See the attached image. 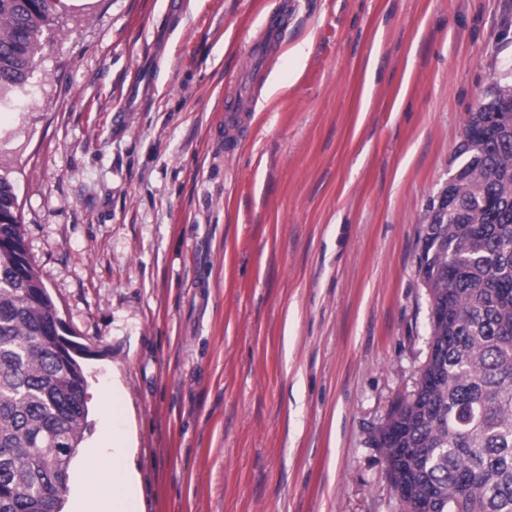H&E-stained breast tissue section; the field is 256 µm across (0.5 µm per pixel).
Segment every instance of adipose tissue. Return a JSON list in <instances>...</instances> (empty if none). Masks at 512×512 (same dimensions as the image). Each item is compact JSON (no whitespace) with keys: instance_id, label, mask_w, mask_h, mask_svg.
I'll use <instances>...</instances> for the list:
<instances>
[{"instance_id":"ef3b65f1","label":"adipose tissue","mask_w":512,"mask_h":512,"mask_svg":"<svg viewBox=\"0 0 512 512\" xmlns=\"http://www.w3.org/2000/svg\"><path fill=\"white\" fill-rule=\"evenodd\" d=\"M126 448V441L116 440L111 451L98 448L91 453L87 477L98 491L78 498L74 512H141Z\"/></svg>"}]
</instances>
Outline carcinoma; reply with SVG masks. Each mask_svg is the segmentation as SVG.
<instances>
[{
	"mask_svg": "<svg viewBox=\"0 0 512 512\" xmlns=\"http://www.w3.org/2000/svg\"><path fill=\"white\" fill-rule=\"evenodd\" d=\"M59 0H0V100L24 86ZM511 114L489 122L491 114ZM450 208L427 209L419 269L439 360L398 398L379 441L420 512H512V91L471 113ZM0 176V512H62L89 414L87 377L55 344L60 321Z\"/></svg>",
	"mask_w": 512,
	"mask_h": 512,
	"instance_id": "1",
	"label": "carcinoma"
}]
</instances>
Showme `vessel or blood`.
<instances>
[{"label":"vessel or blood","mask_w":512,"mask_h":512,"mask_svg":"<svg viewBox=\"0 0 512 512\" xmlns=\"http://www.w3.org/2000/svg\"><path fill=\"white\" fill-rule=\"evenodd\" d=\"M288 27V4L281 0L279 6L264 17L260 32L248 47L251 67L245 75L247 88L229 94L224 102V122L227 130L245 131L248 127L253 102L248 89L257 88L264 80L268 58L283 44V34Z\"/></svg>","instance_id":"obj_1"}]
</instances>
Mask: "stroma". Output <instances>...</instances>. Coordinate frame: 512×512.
<instances>
[{"instance_id":"1","label":"stroma","mask_w":512,"mask_h":512,"mask_svg":"<svg viewBox=\"0 0 512 512\" xmlns=\"http://www.w3.org/2000/svg\"><path fill=\"white\" fill-rule=\"evenodd\" d=\"M277 2L61 0L0 104L28 257L93 351L68 499L115 429L144 512L399 510L378 427L428 352L420 228L512 87V0H288L230 149ZM288 27V3L281 1L279 6L264 17L260 32L248 47L251 67L244 76L249 87H239L229 94L224 102V122L228 131L244 132L249 123L253 102L246 94H253L263 82L268 58L283 44V34Z\"/></svg>"}]
</instances>
